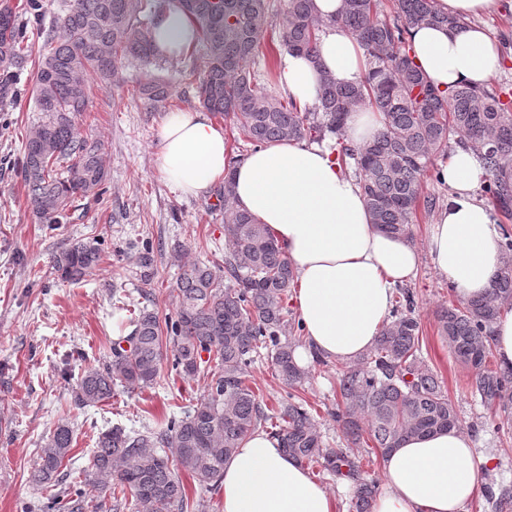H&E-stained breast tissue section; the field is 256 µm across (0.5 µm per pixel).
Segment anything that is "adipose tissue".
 Masks as SVG:
<instances>
[{
	"instance_id": "1",
	"label": "adipose tissue",
	"mask_w": 512,
	"mask_h": 512,
	"mask_svg": "<svg viewBox=\"0 0 512 512\" xmlns=\"http://www.w3.org/2000/svg\"><path fill=\"white\" fill-rule=\"evenodd\" d=\"M342 4L313 0L315 17L326 23L317 62L281 57L280 84L300 102L315 103L320 73L341 85L359 83L366 74L355 40L330 24ZM436 8L464 24L410 28L406 42L414 63L442 93L487 85L506 60L480 20L497 14L501 0H436ZM153 32L156 51L177 58L195 30L178 0H169ZM159 145L160 172L182 195H205L232 172L236 207L267 225L284 250L297 275L292 300L305 329V342L294 351L298 366L317 356L352 363L374 346L395 289L414 276L419 253L408 238L372 224L356 180L328 145L282 140L232 166L223 127L202 111L169 113ZM485 175L471 149L455 150L440 169L450 193L428 238L436 272L467 301L486 296L501 268L502 229L476 198ZM382 481L373 512H466L480 483L473 441L458 428L405 438L386 456ZM221 490V512H336L326 486L261 430L225 459Z\"/></svg>"
}]
</instances>
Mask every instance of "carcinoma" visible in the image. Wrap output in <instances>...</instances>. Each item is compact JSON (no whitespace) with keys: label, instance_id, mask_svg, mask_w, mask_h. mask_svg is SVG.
I'll use <instances>...</instances> for the list:
<instances>
[{"label":"carcinoma","instance_id":"cac0c4a2","mask_svg":"<svg viewBox=\"0 0 512 512\" xmlns=\"http://www.w3.org/2000/svg\"><path fill=\"white\" fill-rule=\"evenodd\" d=\"M167 0H69L67 8L40 31L39 64L32 92L36 119L28 127L21 161L23 184L41 224H60L75 203L96 196L107 177L102 145L80 137L76 125L89 110L87 75L121 81L132 61L156 56L152 25ZM278 52L317 59L320 33L330 26L347 31L358 43L368 69L364 81L339 85L319 77L313 108L264 88L263 77L247 67L262 54L270 0H181L197 28L204 64L185 72L203 107L228 122L238 138L253 145L311 137L336 139L341 162L354 160L356 180L372 223L381 230L411 236L410 224L424 176L448 150L450 136L477 155L489 179L484 192L498 206H512V99L496 88L459 86L443 95L430 87L406 49L410 27L436 24L454 29L460 20L438 13L433 0H343L334 19L317 20L312 0H284ZM39 0H0V105L18 97L16 79L32 46L26 18H38ZM132 95L148 112L173 107L169 85L150 78ZM370 106L382 130L369 143L346 142L350 112ZM224 236L231 250L224 262L191 263L173 289L175 316L160 321L131 295L120 300L130 313L131 331L113 342L111 357L85 367L72 387L77 407L112 398L119 385L152 387L164 360L180 376L207 379V394L192 410L167 418L160 429L130 433L114 427L99 433L88 465L71 477L66 459L74 430L58 425L40 448L30 481L47 495L53 512H124L129 499L145 512H203L204 501L190 496L178 471L208 490L220 486L224 459L256 429L278 439L303 467L344 476L356 485L350 512H373L378 493L353 448L372 442L385 456L409 434L460 427L455 404L422 357L420 322L413 295L399 291L390 321L375 346L338 373L336 421L346 446L329 448L304 400L293 393L268 407L248 381L258 357L267 353L277 377L289 387L305 378L294 361L302 323L288 318L284 300L296 277L271 232L234 204L232 169L224 176ZM100 261L98 248L70 243L51 253L50 264L62 280L75 281ZM512 309V239L505 242L502 268L488 295L463 308L437 315L441 335L457 362L472 376V392L500 413L512 415V369L486 366L492 352L490 328ZM366 417L367 425L359 417ZM176 451V466L157 453Z\"/></svg>","mask_w":512,"mask_h":512}]
</instances>
